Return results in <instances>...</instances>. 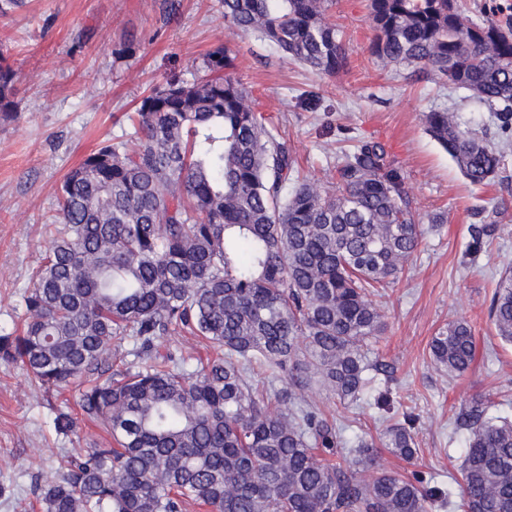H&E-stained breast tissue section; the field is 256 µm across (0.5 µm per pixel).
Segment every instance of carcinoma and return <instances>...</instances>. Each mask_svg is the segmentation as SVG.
Instances as JSON below:
<instances>
[{
    "mask_svg": "<svg viewBox=\"0 0 512 512\" xmlns=\"http://www.w3.org/2000/svg\"><path fill=\"white\" fill-rule=\"evenodd\" d=\"M332 2L220 0L225 26L328 77L349 64ZM368 18L376 59L468 92L512 138V28L466 19L457 0H370ZM206 66L209 78L143 97L128 137L65 176L23 324L0 336L1 362L46 391H74L78 414L112 439L41 472V512H182L190 501L211 512H512V422L487 416L482 398L456 418L468 438L455 494L379 468L373 442L325 458L340 429L305 392L319 382L357 403L373 389L368 344L386 323L372 296L422 243L413 198L374 141L337 156L325 181L299 177L226 48ZM15 80L0 59L3 116ZM424 124L471 184L495 181L502 155L485 135L446 109ZM497 231V209L484 210L469 254ZM489 316L512 342V269ZM165 336L201 338L212 355L191 366L158 350ZM429 349L437 368L464 375L472 326L449 322ZM416 422L403 412L378 444L413 458ZM53 426L68 437L77 418L56 407Z\"/></svg>",
    "mask_w": 512,
    "mask_h": 512,
    "instance_id": "cac0c4a2",
    "label": "carcinoma"
}]
</instances>
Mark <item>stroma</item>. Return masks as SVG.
Masks as SVG:
<instances>
[{
  "label": "stroma",
  "instance_id": "stroma-1",
  "mask_svg": "<svg viewBox=\"0 0 512 512\" xmlns=\"http://www.w3.org/2000/svg\"><path fill=\"white\" fill-rule=\"evenodd\" d=\"M368 14V0H334L329 18L344 37L349 67L330 78L257 35L225 27L219 0H23L0 13V57L17 73L14 109L0 117V334L24 320L22 295L42 262L45 226L66 174L103 140L125 134V113L150 90L207 77V55L221 45L301 176L327 179L339 148L356 140L382 143L404 174L424 236L402 277L376 299L386 330L372 342L380 365L373 394L346 405L315 383L308 396L351 439L377 438L390 419L413 410L415 457L381 448L379 465L442 486L459 476L466 434L454 415L481 397L491 400L490 415L512 414V344L488 315L495 284L512 267V141L498 145L503 165L495 182L470 184L428 134L423 115L442 108L492 135V112L464 91L380 63L370 50ZM492 207L499 232L470 259L469 227ZM438 212L444 223H430ZM459 317L473 328L476 357L464 376L451 378L431 361L428 344ZM381 393L389 409L377 408ZM78 428L75 437L56 435L26 370L0 362V512H39V474L62 456L109 442L93 424Z\"/></svg>",
  "mask_w": 512,
  "mask_h": 512
}]
</instances>
